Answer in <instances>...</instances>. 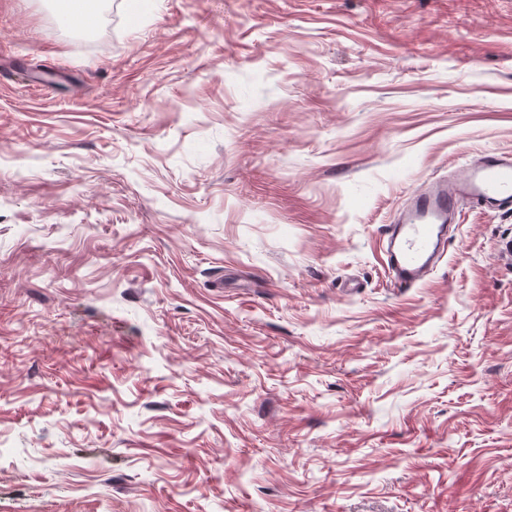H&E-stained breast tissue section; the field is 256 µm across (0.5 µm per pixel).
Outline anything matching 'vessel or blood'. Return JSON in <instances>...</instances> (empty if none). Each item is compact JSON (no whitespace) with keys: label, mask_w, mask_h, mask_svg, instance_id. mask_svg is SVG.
Wrapping results in <instances>:
<instances>
[{"label":"vessel or blood","mask_w":512,"mask_h":512,"mask_svg":"<svg viewBox=\"0 0 512 512\" xmlns=\"http://www.w3.org/2000/svg\"><path fill=\"white\" fill-rule=\"evenodd\" d=\"M487 212L512 211V154L492 152L450 179L427 184L410 196L390 226L384 246L396 287L424 282L447 251V229L461 203Z\"/></svg>","instance_id":"b4317fda"}]
</instances>
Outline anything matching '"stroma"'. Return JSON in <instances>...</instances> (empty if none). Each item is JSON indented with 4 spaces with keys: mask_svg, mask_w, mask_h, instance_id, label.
Returning a JSON list of instances; mask_svg holds the SVG:
<instances>
[{
    "mask_svg": "<svg viewBox=\"0 0 512 512\" xmlns=\"http://www.w3.org/2000/svg\"><path fill=\"white\" fill-rule=\"evenodd\" d=\"M512 0H0V512H512ZM86 8L87 4L82 0H61L59 11L62 18L70 22L74 16L82 13ZM76 21L82 27H89L95 23L96 17L89 12H85L84 15H78ZM463 202L486 212L512 211L510 152L487 153L459 175L427 184L396 212L384 251L397 288L424 282L445 255L448 224Z\"/></svg>",
    "mask_w": 512,
    "mask_h": 512,
    "instance_id": "1",
    "label": "stroma"
}]
</instances>
